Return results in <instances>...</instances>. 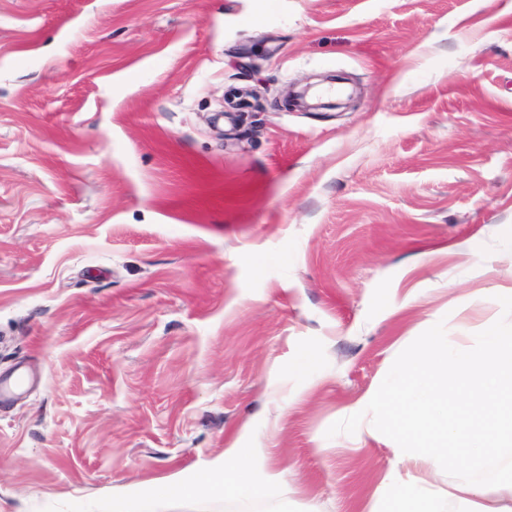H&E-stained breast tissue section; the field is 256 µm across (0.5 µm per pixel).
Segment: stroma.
I'll list each match as a JSON object with an SVG mask.
<instances>
[{"instance_id":"35a3bbf8","label":"stroma","mask_w":512,"mask_h":512,"mask_svg":"<svg viewBox=\"0 0 512 512\" xmlns=\"http://www.w3.org/2000/svg\"><path fill=\"white\" fill-rule=\"evenodd\" d=\"M511 265L512 0H0V512H371ZM224 478L234 490H255L280 485L285 481L282 471L274 467L266 448H228L224 453Z\"/></svg>"}]
</instances>
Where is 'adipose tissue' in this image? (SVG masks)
<instances>
[{"instance_id": "ef3b65f1", "label": "adipose tissue", "mask_w": 512, "mask_h": 512, "mask_svg": "<svg viewBox=\"0 0 512 512\" xmlns=\"http://www.w3.org/2000/svg\"><path fill=\"white\" fill-rule=\"evenodd\" d=\"M481 357L449 360L433 341L416 346L404 369L411 384L421 388L416 406L394 416V429L410 442L403 449L401 467L389 470L375 495L393 505V512H432L434 499L425 474L431 463L484 467L499 449L512 446V336L490 332ZM479 378L492 392L489 401L469 404L459 419L448 417V403L460 396L471 378ZM223 474L236 490H255L282 484L284 474L274 467L266 449L230 448L224 453ZM449 497L475 504L476 512H502L499 503L512 499V481L493 486L459 483Z\"/></svg>"}]
</instances>
